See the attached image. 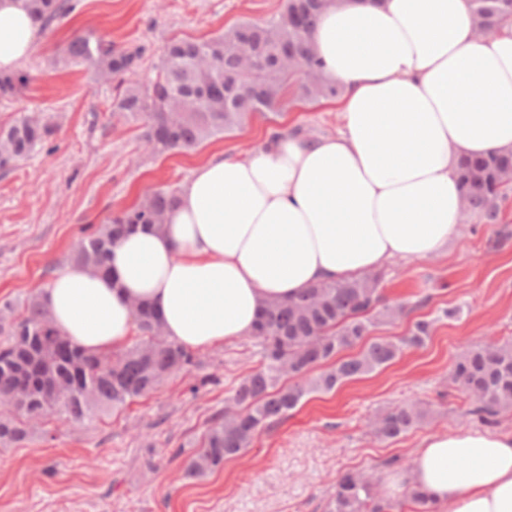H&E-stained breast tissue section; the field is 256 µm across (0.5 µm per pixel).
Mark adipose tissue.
Returning a JSON list of instances; mask_svg holds the SVG:
<instances>
[{
    "label": "adipose tissue",
    "instance_id": "obj_1",
    "mask_svg": "<svg viewBox=\"0 0 512 512\" xmlns=\"http://www.w3.org/2000/svg\"><path fill=\"white\" fill-rule=\"evenodd\" d=\"M40 40L28 0H0V73ZM311 42L343 87L341 130L194 168L162 229L124 236L105 271L54 274L41 302L61 335L92 354L125 347L143 302L169 341L203 350L250 335L268 300L448 247L460 160L512 150V26L477 36L470 0H340ZM385 483L435 512H512V430L425 437Z\"/></svg>",
    "mask_w": 512,
    "mask_h": 512
}]
</instances>
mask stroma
Returning a JSON list of instances; mask_svg holds the SVG:
<instances>
[{"label":"stroma","mask_w":512,"mask_h":512,"mask_svg":"<svg viewBox=\"0 0 512 512\" xmlns=\"http://www.w3.org/2000/svg\"><path fill=\"white\" fill-rule=\"evenodd\" d=\"M284 2L79 0L48 28L20 68L30 78L24 94L0 100V126L28 109L56 128L45 149L0 172V300L20 305L39 293L67 265L82 227L103 223L151 189L180 187L212 154L248 155L275 131L319 136L342 126L337 103L293 102L273 122L256 120L192 152L152 155L140 125L113 116V85L66 59L73 35L92 30L120 49L144 47L135 80L146 85L171 39L261 22ZM381 275L386 299L413 310L376 335L401 336L415 320H435L423 347L335 392L312 394L239 456L194 480L185 478L184 460L214 415L232 406L238 379L259 364L247 336L199 351L197 367L173 374L123 411L85 425L50 418L26 444L0 446V512H326L341 473L380 475L390 459L403 473L425 437L477 427L468 414L472 402L451 373L470 344L512 340V200L503 223L463 226L445 253L392 261ZM455 306L458 316L442 318L443 309ZM405 404L427 409L426 423L397 440H378L369 421Z\"/></svg>","instance_id":"1"}]
</instances>
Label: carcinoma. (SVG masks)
Masks as SVG:
<instances>
[{"instance_id":"1","label":"carcinoma","mask_w":512,"mask_h":512,"mask_svg":"<svg viewBox=\"0 0 512 512\" xmlns=\"http://www.w3.org/2000/svg\"><path fill=\"white\" fill-rule=\"evenodd\" d=\"M473 16L486 32L512 18V0H471ZM31 11L49 27L76 9L71 0H30ZM327 6L326 0H285L262 23L242 22L206 38L172 40L159 58L157 83L149 94L132 81L142 50H118L93 33L75 36L68 57L96 68L115 82L112 112L138 122L145 147L154 155L191 152L206 141L243 128L256 116L283 105L288 94L311 102L335 99L339 84L327 81L312 54L308 35ZM250 49L263 63L258 73L239 66V52ZM27 79L0 74V99L23 95ZM55 127L36 112H23L0 128V171L45 147ZM463 215L468 224L501 223L502 202L512 185V152H491L460 162ZM177 190L157 188L143 200L112 213V218L74 246L72 263L102 269L111 247L140 228L159 230L176 202ZM381 276L323 282L287 299L267 303L252 338L260 366L235 387V410L219 413L202 436L201 448L184 465L187 478H201L240 455L262 431L300 407L314 393H330L348 381L371 374L404 350L422 346L434 321L418 320L406 335L373 337V328L407 315L408 304L386 302ZM139 340L120 353L90 355L73 345L53 325L39 296L22 311L0 318V402L18 414L0 419V444H20L35 425L51 415L83 423L109 409L119 411L156 390L172 373L192 367L195 353L157 335L161 322L152 309L134 305ZM357 349L350 356L346 350ZM289 382L277 385L282 376ZM454 383L477 405L467 411L485 424L512 410V343H481L456 360ZM426 412L405 405L378 415L375 435L393 440L418 428ZM379 478L343 473L326 512H397L399 503L378 492Z\"/></svg>"}]
</instances>
